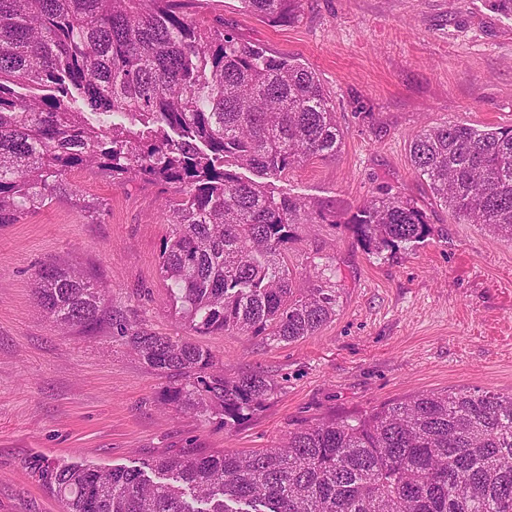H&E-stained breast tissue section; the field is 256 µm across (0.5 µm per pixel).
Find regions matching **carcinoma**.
Returning a JSON list of instances; mask_svg holds the SVG:
<instances>
[{
	"mask_svg": "<svg viewBox=\"0 0 512 512\" xmlns=\"http://www.w3.org/2000/svg\"><path fill=\"white\" fill-rule=\"evenodd\" d=\"M273 23L300 0H242ZM186 0H0V224L68 203L101 204L70 176L103 171L174 189L160 276L197 335L239 331L291 343L336 312V272L297 287L286 254L293 225L322 210L240 180L280 176L336 155L341 131L319 78L296 59L207 27ZM82 99L89 108L73 107ZM411 164L460 224L512 241V125L444 124L416 135ZM352 223L376 253L427 233L418 205L383 189ZM34 298L58 326L108 320L167 380L158 402L231 429L277 383L224 377L189 341L114 319L95 271L49 261ZM44 482L64 512H512V394L423 393L356 417L301 423L275 448L160 456L140 468L65 465Z\"/></svg>",
	"mask_w": 512,
	"mask_h": 512,
	"instance_id": "1",
	"label": "carcinoma"
}]
</instances>
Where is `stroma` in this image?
I'll list each match as a JSON object with an SVG mask.
<instances>
[{"instance_id": "35a3bbf8", "label": "stroma", "mask_w": 512, "mask_h": 512, "mask_svg": "<svg viewBox=\"0 0 512 512\" xmlns=\"http://www.w3.org/2000/svg\"><path fill=\"white\" fill-rule=\"evenodd\" d=\"M191 16L299 59L319 77L342 143L272 184L321 207L332 224H298L288 267L307 287L336 269V313L314 335L277 343L243 332L198 337L172 312L159 275L166 193L100 172L71 179L105 203L92 219L66 203L0 224V512H61L44 487L57 464L132 467L189 447L204 454L277 445L303 421L355 416L422 393H512V242L456 223L413 172L409 142L446 123L512 125V13L495 0H303L274 25L241 0H191ZM428 218L417 242L367 253L351 220L380 190ZM94 268L114 315L196 341L233 378L260 372L274 396L232 429L162 406L165 380L114 336L62 332L37 307V267Z\"/></svg>"}]
</instances>
